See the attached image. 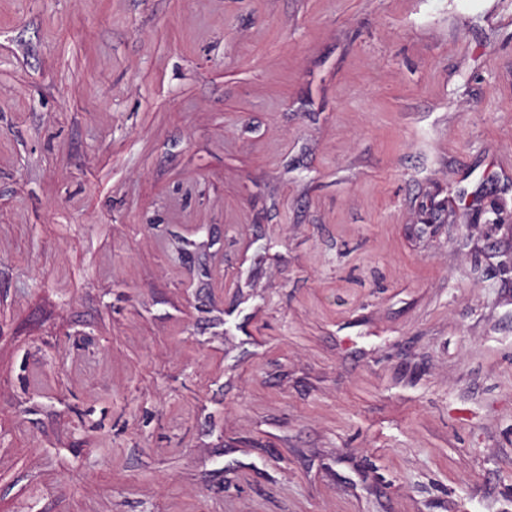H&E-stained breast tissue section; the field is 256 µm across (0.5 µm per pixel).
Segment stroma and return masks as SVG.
Instances as JSON below:
<instances>
[{"mask_svg": "<svg viewBox=\"0 0 512 512\" xmlns=\"http://www.w3.org/2000/svg\"><path fill=\"white\" fill-rule=\"evenodd\" d=\"M512 0H0V512H512Z\"/></svg>", "mask_w": 512, "mask_h": 512, "instance_id": "35a3bbf8", "label": "stroma"}]
</instances>
